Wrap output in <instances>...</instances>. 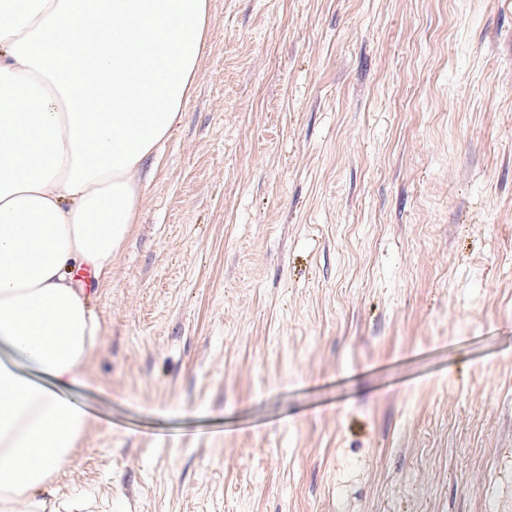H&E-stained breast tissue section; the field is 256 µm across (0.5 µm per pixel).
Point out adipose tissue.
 <instances>
[{"label": "adipose tissue", "instance_id": "obj_1", "mask_svg": "<svg viewBox=\"0 0 512 512\" xmlns=\"http://www.w3.org/2000/svg\"><path fill=\"white\" fill-rule=\"evenodd\" d=\"M209 24V0L0 5V512H59L103 339L75 273L111 274Z\"/></svg>", "mask_w": 512, "mask_h": 512}]
</instances>
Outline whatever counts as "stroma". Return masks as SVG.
<instances>
[{"instance_id": "stroma-1", "label": "stroma", "mask_w": 512, "mask_h": 512, "mask_svg": "<svg viewBox=\"0 0 512 512\" xmlns=\"http://www.w3.org/2000/svg\"><path fill=\"white\" fill-rule=\"evenodd\" d=\"M90 292L85 512H512V0H211Z\"/></svg>"}]
</instances>
